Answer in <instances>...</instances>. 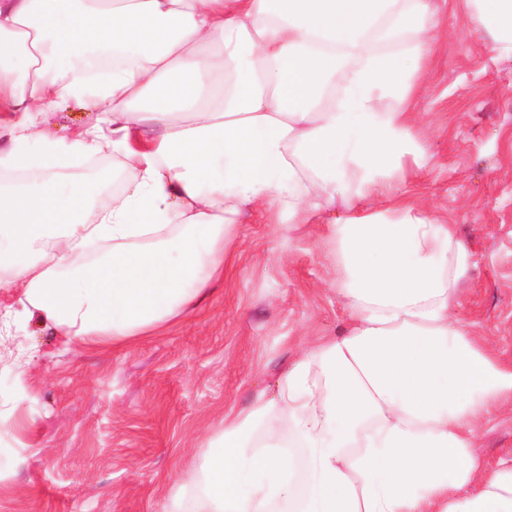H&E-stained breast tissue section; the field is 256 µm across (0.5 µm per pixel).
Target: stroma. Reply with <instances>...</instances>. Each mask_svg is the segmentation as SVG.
<instances>
[{"instance_id":"obj_1","label":"stroma","mask_w":512,"mask_h":512,"mask_svg":"<svg viewBox=\"0 0 512 512\" xmlns=\"http://www.w3.org/2000/svg\"><path fill=\"white\" fill-rule=\"evenodd\" d=\"M443 36L415 91L421 159L406 157L398 200L451 224L474 265L456 322L512 366V55L473 32L466 0H446ZM95 113L68 102L37 123L70 139ZM336 206L313 224L256 209L224 242V274L177 320L87 347L13 326L24 365L0 346V512H167L171 486L200 468L226 413L275 388L287 365L348 326L337 293ZM488 466L512 456V404L476 434Z\"/></svg>"}]
</instances>
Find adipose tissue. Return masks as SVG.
Here are the masks:
<instances>
[{
  "label": "adipose tissue",
  "mask_w": 512,
  "mask_h": 512,
  "mask_svg": "<svg viewBox=\"0 0 512 512\" xmlns=\"http://www.w3.org/2000/svg\"><path fill=\"white\" fill-rule=\"evenodd\" d=\"M467 2L472 29L512 50V0ZM436 14L435 0H0V288L21 291L0 317L35 312L89 345L142 336L223 274L246 210L304 224L351 181L372 196L416 151ZM71 101L96 123L35 133V114ZM148 123L163 133L138 143ZM336 252L349 328L225 415L169 512H512V458L490 468L474 448L512 367L452 316L471 252L408 206L354 211Z\"/></svg>",
  "instance_id": "ef3b65f1"
}]
</instances>
